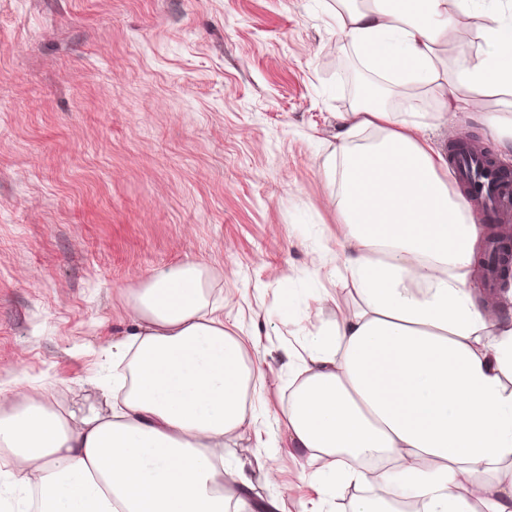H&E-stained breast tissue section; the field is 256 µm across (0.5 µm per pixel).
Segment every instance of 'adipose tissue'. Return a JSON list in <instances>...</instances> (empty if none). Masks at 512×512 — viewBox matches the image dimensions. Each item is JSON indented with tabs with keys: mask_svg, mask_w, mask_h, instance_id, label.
Segmentation results:
<instances>
[{
	"mask_svg": "<svg viewBox=\"0 0 512 512\" xmlns=\"http://www.w3.org/2000/svg\"><path fill=\"white\" fill-rule=\"evenodd\" d=\"M479 0H365L336 13L365 48L375 88L345 117L325 163L347 251L327 275L359 300L339 320L288 348L297 383L283 412L291 448L332 457L304 479L340 492L383 462L390 499L357 497L351 512H512V318L490 325L472 282L482 225L448 185V163L424 134L446 125L471 91L498 97L484 123L512 144V28ZM478 12L448 31V7ZM455 40L454 64L440 57ZM440 108L396 111L410 90ZM209 299L196 262L155 271L132 296L133 329L113 345L108 409L78 415L29 402L0 415V512H228L253 487L224 470V446L251 426L269 375Z\"/></svg>",
	"mask_w": 512,
	"mask_h": 512,
	"instance_id": "obj_1",
	"label": "adipose tissue"
}]
</instances>
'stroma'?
I'll return each mask as SVG.
<instances>
[{
  "mask_svg": "<svg viewBox=\"0 0 512 512\" xmlns=\"http://www.w3.org/2000/svg\"><path fill=\"white\" fill-rule=\"evenodd\" d=\"M337 0H0V384L64 407L100 404L94 379L131 326V290L202 264L224 324L278 373L255 427L224 449L260 456L245 512H306V457L280 432L300 326L336 320L352 286L316 300L341 256L326 156L368 79ZM474 94L440 149L473 141L512 169Z\"/></svg>",
  "mask_w": 512,
  "mask_h": 512,
  "instance_id": "obj_1",
  "label": "stroma"
}]
</instances>
